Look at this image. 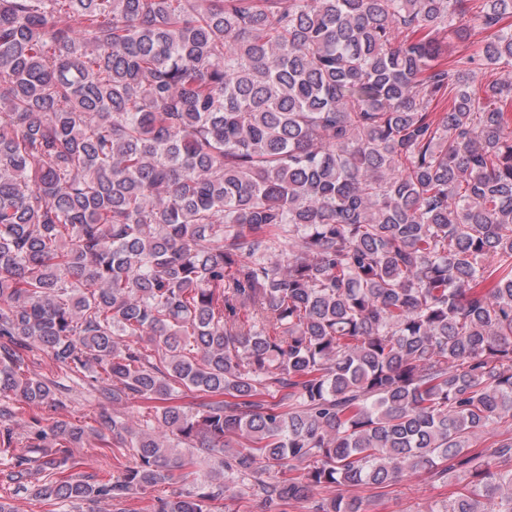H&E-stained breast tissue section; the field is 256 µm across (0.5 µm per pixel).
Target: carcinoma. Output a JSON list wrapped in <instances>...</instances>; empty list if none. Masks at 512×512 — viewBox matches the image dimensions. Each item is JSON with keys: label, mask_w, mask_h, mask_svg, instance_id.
<instances>
[{"label": "carcinoma", "mask_w": 512, "mask_h": 512, "mask_svg": "<svg viewBox=\"0 0 512 512\" xmlns=\"http://www.w3.org/2000/svg\"><path fill=\"white\" fill-rule=\"evenodd\" d=\"M511 17L0 0V477L78 512L166 484L150 512H368L351 489L459 474L425 512H512V83L478 77ZM88 378L111 472L43 414L13 447Z\"/></svg>", "instance_id": "cac0c4a2"}]
</instances>
